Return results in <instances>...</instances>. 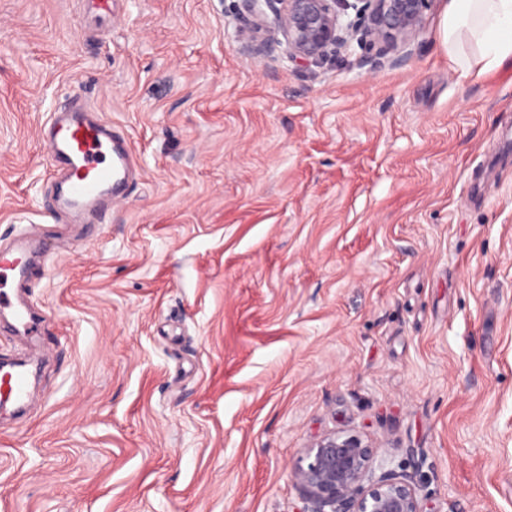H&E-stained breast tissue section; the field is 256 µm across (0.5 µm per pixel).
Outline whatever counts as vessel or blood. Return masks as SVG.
I'll return each mask as SVG.
<instances>
[{
  "label": "vessel or blood",
  "mask_w": 512,
  "mask_h": 512,
  "mask_svg": "<svg viewBox=\"0 0 512 512\" xmlns=\"http://www.w3.org/2000/svg\"><path fill=\"white\" fill-rule=\"evenodd\" d=\"M118 139L99 112L71 108L52 113L45 149L54 176L67 187L65 195L54 200V209L96 224L125 199L134 157L130 149L118 146ZM42 248V242L24 230L13 245H0V309L11 311L15 327L27 333L35 330L36 321L19 294L30 275L31 254ZM30 401L26 373L1 367L0 410H21Z\"/></svg>",
  "instance_id": "obj_1"
}]
</instances>
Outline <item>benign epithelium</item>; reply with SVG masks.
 Returning <instances> with one entry per match:
<instances>
[{"instance_id":"obj_1","label":"benign epithelium","mask_w":512,"mask_h":512,"mask_svg":"<svg viewBox=\"0 0 512 512\" xmlns=\"http://www.w3.org/2000/svg\"><path fill=\"white\" fill-rule=\"evenodd\" d=\"M239 31L258 32L273 18L279 37L255 51L281 48L301 65L359 47L376 70L399 65L436 0H242ZM291 472L305 512H423L411 477L376 471V449L356 432L333 433L309 449Z\"/></svg>"}]
</instances>
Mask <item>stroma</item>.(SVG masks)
<instances>
[{
  "label": "stroma",
  "instance_id": "obj_1",
  "mask_svg": "<svg viewBox=\"0 0 512 512\" xmlns=\"http://www.w3.org/2000/svg\"><path fill=\"white\" fill-rule=\"evenodd\" d=\"M248 54L242 0H0V244L35 224L38 397L0 512H304L357 432L425 512H512V66ZM82 95L137 163L105 224L47 216L40 130Z\"/></svg>",
  "mask_w": 512,
  "mask_h": 512
}]
</instances>
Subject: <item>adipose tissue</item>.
Here are the masks:
<instances>
[{"mask_svg":"<svg viewBox=\"0 0 512 512\" xmlns=\"http://www.w3.org/2000/svg\"><path fill=\"white\" fill-rule=\"evenodd\" d=\"M440 39L459 78L503 67L512 61V0H448Z\"/></svg>","mask_w":512,"mask_h":512,"instance_id":"1","label":"adipose tissue"}]
</instances>
